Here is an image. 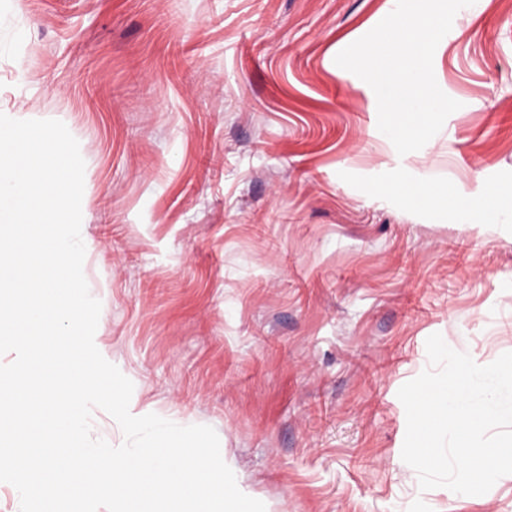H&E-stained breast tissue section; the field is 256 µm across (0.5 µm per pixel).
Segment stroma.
<instances>
[{
  "label": "stroma",
  "instance_id": "35a3bbf8",
  "mask_svg": "<svg viewBox=\"0 0 512 512\" xmlns=\"http://www.w3.org/2000/svg\"><path fill=\"white\" fill-rule=\"evenodd\" d=\"M391 0H0V113L57 119L85 161L100 353L141 414L215 429L266 512H512L420 490L399 388L435 333L512 352V219L377 194L405 175L512 192V0L459 10L434 55L460 102L398 155L334 59Z\"/></svg>",
  "mask_w": 512,
  "mask_h": 512
}]
</instances>
